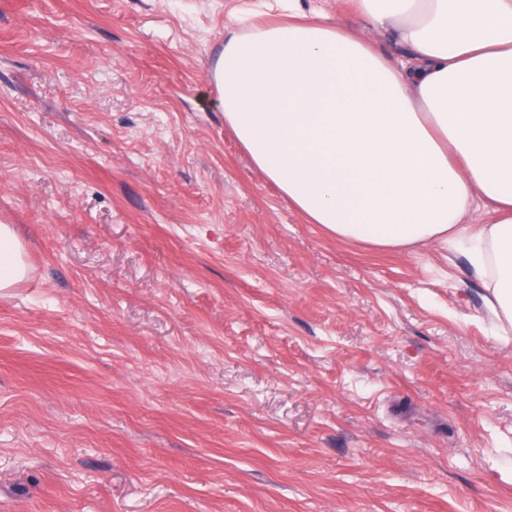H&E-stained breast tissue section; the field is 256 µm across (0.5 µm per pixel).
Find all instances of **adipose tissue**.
<instances>
[{"mask_svg":"<svg viewBox=\"0 0 512 512\" xmlns=\"http://www.w3.org/2000/svg\"><path fill=\"white\" fill-rule=\"evenodd\" d=\"M365 27L289 12L233 36L215 69L224 123L309 223L406 248L466 237L512 324V0H353ZM370 29H390L397 61ZM494 223L461 222L476 199ZM27 275L0 224V291Z\"/></svg>","mask_w":512,"mask_h":512,"instance_id":"obj_1","label":"adipose tissue"}]
</instances>
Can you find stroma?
Wrapping results in <instances>:
<instances>
[{"label":"stroma","instance_id":"obj_1","mask_svg":"<svg viewBox=\"0 0 512 512\" xmlns=\"http://www.w3.org/2000/svg\"><path fill=\"white\" fill-rule=\"evenodd\" d=\"M279 0H0V512H512L473 244L307 223L226 131ZM27 275L24 248L11 224H0V291L15 288Z\"/></svg>","mask_w":512,"mask_h":512}]
</instances>
